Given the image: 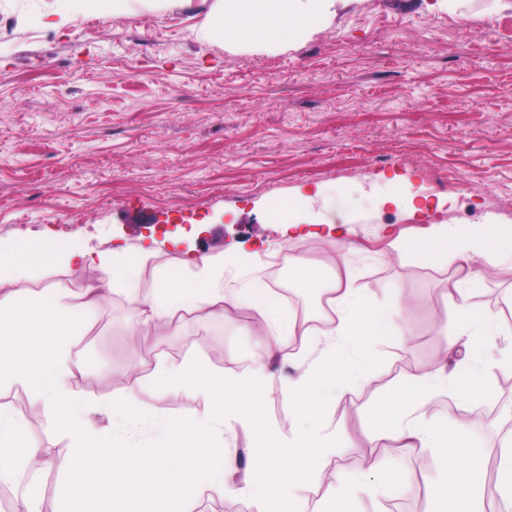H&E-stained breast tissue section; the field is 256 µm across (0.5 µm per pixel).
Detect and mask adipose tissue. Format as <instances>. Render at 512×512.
Instances as JSON below:
<instances>
[{
	"label": "adipose tissue",
	"mask_w": 512,
	"mask_h": 512,
	"mask_svg": "<svg viewBox=\"0 0 512 512\" xmlns=\"http://www.w3.org/2000/svg\"><path fill=\"white\" fill-rule=\"evenodd\" d=\"M191 0H71L75 12L100 11L112 19L134 14L141 7L179 9ZM350 0H215L199 31L208 42L225 49L244 47L292 48L329 25L338 9ZM311 199L295 193L279 202L272 213L285 235L299 242L312 237L316 220ZM343 225L329 227L336 258L316 267L301 255L288 257L289 281L296 288L325 295L330 313L324 328L282 319L278 299L268 289L247 282L230 290L224 271L236 267L238 254L203 256L193 260L191 275L182 269L163 271L152 294L142 295L138 275L125 246L88 251L42 242L34 250L0 249V280L14 283L0 295V389L19 387L31 403L54 412L56 432L68 439L72 456L64 469L58 512H190L188 503L203 486L225 488L240 478L241 493L250 497L254 512H302V492L318 461L349 440L346 428L327 410L345 390L346 382L372 369L366 350L345 358L341 349L350 339L374 344L402 334L404 308L377 303L357 288V276L346 259L351 246ZM390 249L400 257L414 255L455 267L461 277L448 291L455 339L448 346L452 365L439 364L402 383V405L385 401L375 418L372 442L389 441L395 452L436 449L445 478L430 493L442 499L447 512H464L462 504L476 485L487 449H460L437 424L427 421L422 407L427 399L452 392L461 404L474 401L487 384L488 367L479 365L492 340L486 332L490 316L471 302L472 283L483 269L512 259V228L489 235L449 233L441 227L425 237H394ZM46 263L57 261L94 270L95 283L79 300L65 289L33 290L25 285L31 265L27 255ZM125 290L136 326L169 323L181 313L212 316L228 305H248L262 324L263 344L269 358L306 365V372L288 382V412L302 420L289 437L279 436L263 409L264 390L272 381L265 367L242 363L227 379L196 361L158 364L136 382L146 391L157 383L191 387L208 404L206 415L188 421L158 416L138 405L134 392L109 403H96L73 390L69 382L82 362L73 352V338L89 318L100 311L112 288ZM103 413L111 429L97 428L91 416ZM149 429L153 444L136 447L134 436ZM241 431L260 448L249 469H240L236 456L224 450V435ZM23 414L0 405V481H12L36 453ZM401 475L372 462L368 478L344 485H327L321 501L328 512H351L352 498L360 492L386 495L402 485Z\"/></svg>",
	"instance_id": "1"
}]
</instances>
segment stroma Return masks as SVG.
I'll return each mask as SVG.
<instances>
[{
    "label": "stroma",
    "instance_id": "35a3bbf8",
    "mask_svg": "<svg viewBox=\"0 0 512 512\" xmlns=\"http://www.w3.org/2000/svg\"><path fill=\"white\" fill-rule=\"evenodd\" d=\"M214 0L171 11L144 10L112 20L82 12L47 26L58 0H0V246L57 242L106 250L151 248L138 268L142 293L188 254L173 226L200 229L196 254L258 251L237 288L298 251L325 264L335 255L322 238L291 247L268 206L293 191L324 187L350 224L348 260L359 288L374 301L407 304L400 341L374 344L373 374L330 407L354 439L318 464L307 512L336 478L363 476L372 458L403 475L399 494L359 496L353 512H437L420 489L435 481L432 448L399 455L372 448L364 414L380 399L401 400L402 378L431 369L448 351L443 298L453 271L421 258H400L387 236L423 237L433 225L459 231L496 217L512 222V7L469 0L466 17L436 0H353L311 38L282 51L232 53L198 31ZM468 182L461 193L449 178ZM428 198V211L376 209L397 188ZM473 302L496 314L487 351L494 369L486 391L468 405L431 398L424 410L469 446L493 449L482 482H497V449L512 440V268L485 270ZM128 298L112 291L108 308L75 337L84 367L75 390L106 401L150 373L158 359L199 360L232 376L244 359L269 364L265 413L288 436L285 378L299 367L268 362L247 305L223 315L185 316L145 333L132 328ZM143 405L190 419L205 410L195 391L154 388ZM60 471L20 472L10 497L36 488L42 512H57Z\"/></svg>",
    "mask_w": 512,
    "mask_h": 512
}]
</instances>
